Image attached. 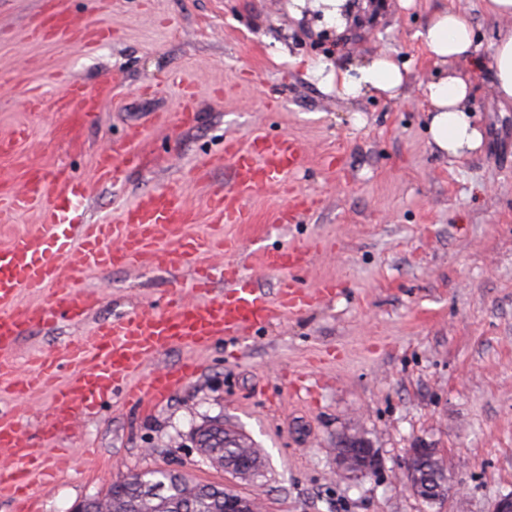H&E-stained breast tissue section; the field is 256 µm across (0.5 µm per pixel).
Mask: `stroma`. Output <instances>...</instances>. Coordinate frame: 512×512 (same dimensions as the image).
<instances>
[{"label":"stroma","instance_id":"stroma-1","mask_svg":"<svg viewBox=\"0 0 512 512\" xmlns=\"http://www.w3.org/2000/svg\"><path fill=\"white\" fill-rule=\"evenodd\" d=\"M82 27L62 43L31 35L49 0H0V186H24L33 171H67L90 185L86 223L117 222L144 194L181 195L194 220L183 232L236 244L246 265L256 249L306 245L296 277L332 293L249 335L207 349L175 346L155 366L195 365L166 398L138 409L116 387L53 442L29 491L38 512H73L113 482L157 468L219 482L259 499L264 512H493L512 494V103L495 92L491 61L499 31L485 0H352L344 32L292 0H66ZM469 14L477 50L462 59L484 135L463 158L439 153L427 133L422 87L446 67L418 33L436 11ZM103 23L110 35L89 41ZM386 52L409 70L393 99L323 91L307 64L355 65ZM112 95L70 140L57 109L72 82ZM192 109L193 123L179 115ZM141 137L129 141L130 130ZM286 135L304 161L283 188L248 200L251 221L218 224L212 191L231 186L224 141ZM134 147L135 167L96 177L100 153ZM315 200L294 224L266 217L291 195ZM65 286L95 291L99 304L78 324L26 329L13 358L59 352L96 323L192 297L188 270L154 265L106 272L66 264ZM51 390L0 387V413L30 438L50 411ZM222 419L264 461L244 481L204 463L193 439ZM363 435L374 469L335 477L336 443ZM437 448L448 495L425 504L406 486L409 450Z\"/></svg>","mask_w":512,"mask_h":512}]
</instances>
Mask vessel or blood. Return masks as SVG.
Listing matches in <instances>:
<instances>
[{
	"label": "vessel or blood",
	"instance_id": "b4317fda",
	"mask_svg": "<svg viewBox=\"0 0 512 512\" xmlns=\"http://www.w3.org/2000/svg\"><path fill=\"white\" fill-rule=\"evenodd\" d=\"M110 92L111 84L107 81L93 92L79 84L68 85L60 99V109L67 115L68 133L79 134ZM224 153L233 160L234 181L231 188L212 199L211 210L227 224L247 223L245 199L260 188L284 185L302 156L294 139L265 136L245 145L225 141ZM52 181L55 188L51 191L34 184L5 196L10 209L38 208L42 222L35 232L16 235L7 247L0 249L1 354L10 353L25 329L62 319L80 322L86 310L98 304L96 295H77L61 286L60 260L64 257L74 258L80 267L97 270L143 261L157 266L188 267L193 271L196 292L205 296L206 301L196 304L178 296L167 297L138 313L99 323L89 332L70 339L59 355L36 360L35 370L24 381V388L50 382L55 385L50 413L39 430L43 441H53L71 431L82 412L142 369H149V379L143 386L128 390V401L141 406L146 401L165 398L195 372L188 363L176 368L151 369L152 360L169 348H205L225 336L239 337L270 323L282 312L304 309L312 301L300 283L289 276L290 271L307 264V249L289 247L275 253H253L252 266L287 274L277 298L272 299L242 274L239 265H198V254L211 249V241L181 236L176 248L163 245V236L179 233L181 226L191 220L178 193L146 194L123 211L119 223L87 224L83 221L86 183L64 171L56 173ZM314 205L310 197L293 199L272 221L295 222ZM218 280L225 285L224 293L210 298L211 287ZM24 288L45 289L49 295L42 304L15 308L14 302ZM67 364L77 365L75 378L56 385L59 370ZM0 454L14 462L13 467L0 468V497L14 500L22 512H34L35 504L25 489L31 468L39 463L40 456L14 417L0 416Z\"/></svg>",
	"mask_w": 512,
	"mask_h": 512
}]
</instances>
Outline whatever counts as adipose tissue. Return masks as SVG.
Listing matches in <instances>:
<instances>
[{"mask_svg":"<svg viewBox=\"0 0 512 512\" xmlns=\"http://www.w3.org/2000/svg\"><path fill=\"white\" fill-rule=\"evenodd\" d=\"M419 36L429 53L449 67L447 76L423 88L428 103L430 142L442 154L468 156L483 144V134L472 119V84L467 74L456 68L459 60L473 53L471 21L460 12L438 11ZM491 70L498 96L512 102V29L499 33ZM405 81V67L392 55L380 53L358 65L330 68L323 86L347 98L370 93L392 99L398 96Z\"/></svg>","mask_w":512,"mask_h":512,"instance_id":"obj_1","label":"adipose tissue"}]
</instances>
